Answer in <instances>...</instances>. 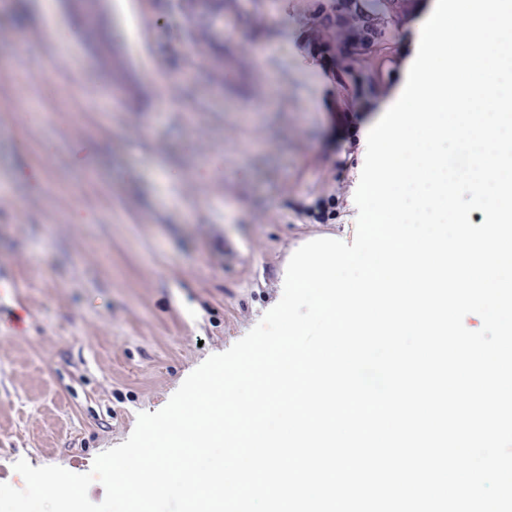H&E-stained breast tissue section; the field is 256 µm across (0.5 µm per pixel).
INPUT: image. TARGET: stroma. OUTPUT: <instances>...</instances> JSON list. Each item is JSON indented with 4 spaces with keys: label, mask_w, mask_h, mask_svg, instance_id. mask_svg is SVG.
<instances>
[{
    "label": "stroma",
    "mask_w": 512,
    "mask_h": 512,
    "mask_svg": "<svg viewBox=\"0 0 512 512\" xmlns=\"http://www.w3.org/2000/svg\"><path fill=\"white\" fill-rule=\"evenodd\" d=\"M176 3L104 0L96 49L76 0H0V483L23 488L22 459L89 472L278 303L295 250L355 223L367 135L408 75L380 62L413 63L436 0L371 16L352 103L307 44L331 0H264L259 21L224 0L220 81Z\"/></svg>",
    "instance_id": "obj_1"
}]
</instances>
